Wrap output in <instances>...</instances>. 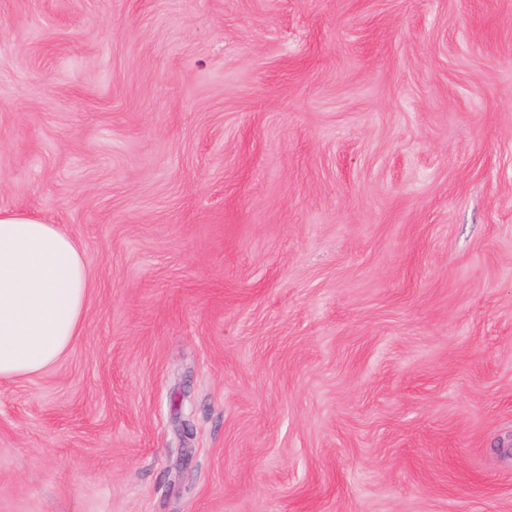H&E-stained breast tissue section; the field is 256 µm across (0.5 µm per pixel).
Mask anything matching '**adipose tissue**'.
I'll return each mask as SVG.
<instances>
[{
  "label": "adipose tissue",
  "mask_w": 512,
  "mask_h": 512,
  "mask_svg": "<svg viewBox=\"0 0 512 512\" xmlns=\"http://www.w3.org/2000/svg\"><path fill=\"white\" fill-rule=\"evenodd\" d=\"M89 266L58 225L0 211V377L39 373L80 335Z\"/></svg>",
  "instance_id": "adipose-tissue-1"
}]
</instances>
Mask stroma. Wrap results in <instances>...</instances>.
<instances>
[{"label": "stroma", "instance_id": "stroma-1", "mask_svg": "<svg viewBox=\"0 0 512 512\" xmlns=\"http://www.w3.org/2000/svg\"><path fill=\"white\" fill-rule=\"evenodd\" d=\"M0 209V512H512V0H0ZM89 266L74 239L27 212L0 211V377L37 374L80 335Z\"/></svg>", "mask_w": 512, "mask_h": 512}]
</instances>
